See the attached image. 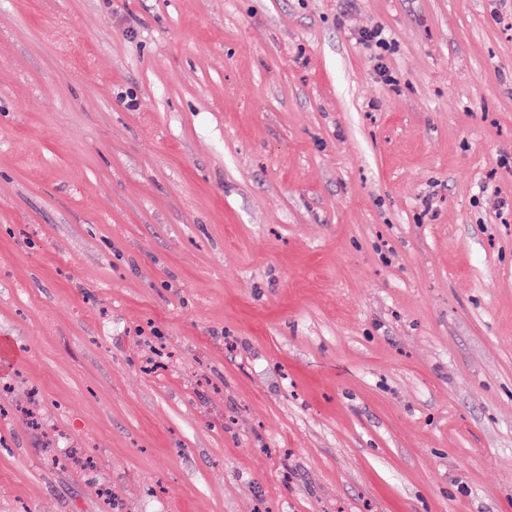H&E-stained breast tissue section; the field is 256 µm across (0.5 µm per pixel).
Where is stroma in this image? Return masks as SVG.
<instances>
[{
  "label": "stroma",
  "instance_id": "35a3bbf8",
  "mask_svg": "<svg viewBox=\"0 0 512 512\" xmlns=\"http://www.w3.org/2000/svg\"><path fill=\"white\" fill-rule=\"evenodd\" d=\"M0 336V512H512V0H0Z\"/></svg>",
  "mask_w": 512,
  "mask_h": 512
}]
</instances>
